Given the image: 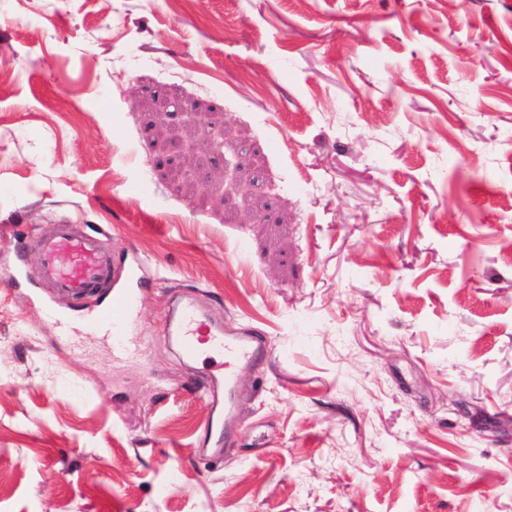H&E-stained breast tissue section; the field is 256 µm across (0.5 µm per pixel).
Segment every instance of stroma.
Segmentation results:
<instances>
[{
  "mask_svg": "<svg viewBox=\"0 0 512 512\" xmlns=\"http://www.w3.org/2000/svg\"><path fill=\"white\" fill-rule=\"evenodd\" d=\"M0 74V512H512V0H0ZM63 223L133 355L21 280ZM178 297L278 351L217 461Z\"/></svg>",
  "mask_w": 512,
  "mask_h": 512,
  "instance_id": "35a3bbf8",
  "label": "stroma"
}]
</instances>
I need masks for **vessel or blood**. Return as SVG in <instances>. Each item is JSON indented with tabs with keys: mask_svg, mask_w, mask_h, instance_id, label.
<instances>
[{
	"mask_svg": "<svg viewBox=\"0 0 512 512\" xmlns=\"http://www.w3.org/2000/svg\"><path fill=\"white\" fill-rule=\"evenodd\" d=\"M42 255L40 266L28 278L52 284L59 296L79 300L103 294L94 314L92 332L110 333L113 351H128L131 337L124 330L137 309L140 280L138 264H129L124 277H117L105 239L79 234L71 225L57 224L34 240ZM175 331L182 358H209L216 366L212 384L224 386V441L232 443L238 420L235 390L241 369L266 361L273 348L262 332L251 326L227 330L200 319L191 303L177 310Z\"/></svg>",
	"mask_w": 512,
	"mask_h": 512,
	"instance_id": "obj_1",
	"label": "vessel or blood"
}]
</instances>
